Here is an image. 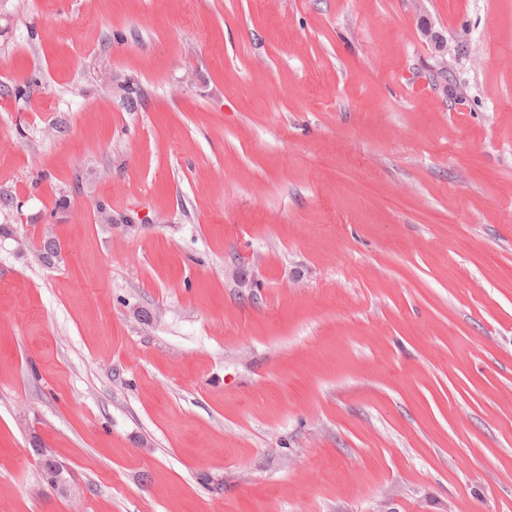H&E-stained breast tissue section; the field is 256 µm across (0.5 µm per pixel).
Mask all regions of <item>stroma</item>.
I'll list each match as a JSON object with an SVG mask.
<instances>
[{"label":"stroma","instance_id":"1","mask_svg":"<svg viewBox=\"0 0 512 512\" xmlns=\"http://www.w3.org/2000/svg\"><path fill=\"white\" fill-rule=\"evenodd\" d=\"M0 512H512V0H0ZM36 453L40 457L42 471L49 486L61 495L68 492V481L65 477V466L56 460L48 448H36Z\"/></svg>","mask_w":512,"mask_h":512}]
</instances>
